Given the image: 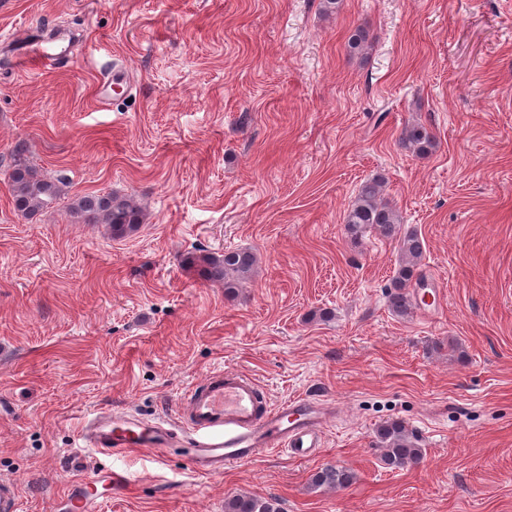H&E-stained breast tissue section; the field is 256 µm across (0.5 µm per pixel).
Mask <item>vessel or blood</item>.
Here are the masks:
<instances>
[{
	"label": "vessel or blood",
	"instance_id": "obj_1",
	"mask_svg": "<svg viewBox=\"0 0 512 512\" xmlns=\"http://www.w3.org/2000/svg\"><path fill=\"white\" fill-rule=\"evenodd\" d=\"M179 421L140 422L99 414L86 421L82 439L107 455L132 450L162 456L179 438H186L196 471L222 474L225 467L252 461L269 450L296 460L313 457L325 441L330 421L327 406L300 398L279 405L263 402L259 383L249 375L224 369L208 374L189 387L179 400ZM111 475L88 476L63 501L66 512H86L97 500L98 488L111 485ZM0 512H24L20 490L10 479H0Z\"/></svg>",
	"mask_w": 512,
	"mask_h": 512
}]
</instances>
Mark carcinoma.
I'll list each match as a JSON object with an SVG mask.
<instances>
[{
    "label": "carcinoma",
    "mask_w": 512,
    "mask_h": 512,
    "mask_svg": "<svg viewBox=\"0 0 512 512\" xmlns=\"http://www.w3.org/2000/svg\"><path fill=\"white\" fill-rule=\"evenodd\" d=\"M401 145L412 155L423 158L432 153L436 142L431 132L420 123L405 126ZM26 149L18 145L10 173L11 191L15 208L25 216H32L54 203L58 197L57 185L28 164ZM70 212L81 224H104L114 237L135 231L142 224L141 210L129 200L112 194H87L72 202ZM347 233L356 235L368 229L388 240H397L398 269L392 279V292L388 294L393 313L406 317L413 310L412 282L423 279L421 262L424 245L415 231L401 229L402 216L384 199V181L371 178L358 189L344 214ZM198 261L204 265V276L224 284V294L234 295L256 272L258 258L250 250L227 251L222 255L203 254ZM376 438L383 449V462L393 470L416 465L423 457L422 448L404 423L388 421L376 430ZM355 472L345 466L326 464L310 478L312 487L338 488L350 485ZM224 512H281L275 499H262L249 495H235L224 501Z\"/></svg>",
    "instance_id": "1"
}]
</instances>
